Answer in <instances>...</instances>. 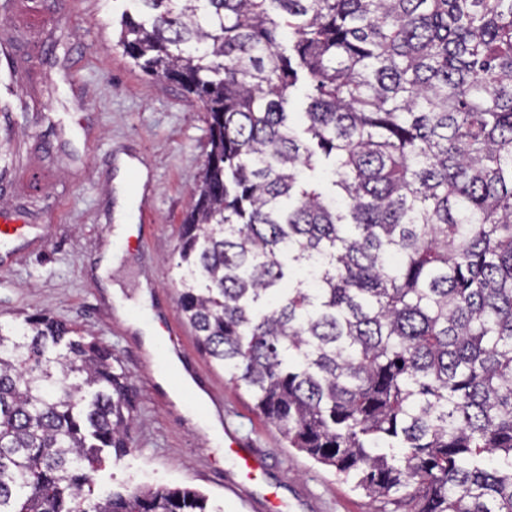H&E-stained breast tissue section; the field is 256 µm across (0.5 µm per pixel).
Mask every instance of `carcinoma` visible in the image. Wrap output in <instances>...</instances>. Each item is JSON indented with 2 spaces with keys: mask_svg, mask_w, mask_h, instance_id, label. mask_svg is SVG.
Masks as SVG:
<instances>
[{
  "mask_svg": "<svg viewBox=\"0 0 512 512\" xmlns=\"http://www.w3.org/2000/svg\"><path fill=\"white\" fill-rule=\"evenodd\" d=\"M132 2L117 45L207 112L175 263L199 348L371 500L512 512V0ZM132 410L78 325L0 321V512H215L94 494Z\"/></svg>",
  "mask_w": 512,
  "mask_h": 512,
  "instance_id": "carcinoma-1",
  "label": "carcinoma"
}]
</instances>
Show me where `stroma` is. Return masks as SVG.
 I'll return each mask as SVG.
<instances>
[{"label": "stroma", "instance_id": "1", "mask_svg": "<svg viewBox=\"0 0 512 512\" xmlns=\"http://www.w3.org/2000/svg\"><path fill=\"white\" fill-rule=\"evenodd\" d=\"M131 0H11L0 7V212L21 225L0 243V320L46 311L109 346L135 391V450L94 475L96 489L191 487L223 512H372L373 502L288 447L196 345L177 307L169 260L208 151L202 105L144 74L118 47ZM142 242L119 236L120 222ZM109 279L97 273L105 255ZM122 292L120 314L108 292ZM151 295L149 346L133 325ZM193 365L224 402L237 452L198 426L199 399L175 397L159 373L168 354ZM257 458L254 470L240 463Z\"/></svg>", "mask_w": 512, "mask_h": 512}]
</instances>
